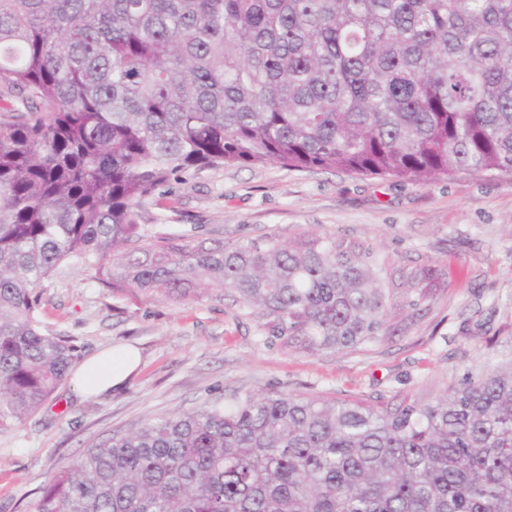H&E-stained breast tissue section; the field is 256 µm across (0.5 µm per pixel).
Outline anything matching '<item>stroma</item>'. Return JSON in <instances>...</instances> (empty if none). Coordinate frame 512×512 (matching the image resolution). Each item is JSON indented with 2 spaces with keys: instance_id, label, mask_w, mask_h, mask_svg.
Here are the masks:
<instances>
[{
  "instance_id": "35a3bbf8",
  "label": "stroma",
  "mask_w": 512,
  "mask_h": 512,
  "mask_svg": "<svg viewBox=\"0 0 512 512\" xmlns=\"http://www.w3.org/2000/svg\"><path fill=\"white\" fill-rule=\"evenodd\" d=\"M143 221L199 240L320 232L370 245L399 299L393 330L356 351L294 350L261 340L221 290L190 303L115 296L91 272L68 270L43 285L44 325L71 337L79 360L130 346L140 365L107 395L64 384L35 415L0 431V512H33L59 467L146 416L248 393L432 399L466 376L512 365V176L413 183L227 166L172 180ZM423 268L434 271L432 291L407 307L401 298Z\"/></svg>"
}]
</instances>
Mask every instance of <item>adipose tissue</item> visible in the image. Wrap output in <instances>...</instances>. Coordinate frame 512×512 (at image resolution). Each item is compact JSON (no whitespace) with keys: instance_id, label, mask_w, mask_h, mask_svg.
<instances>
[{"instance_id":"ef3b65f1","label":"adipose tissue","mask_w":512,"mask_h":512,"mask_svg":"<svg viewBox=\"0 0 512 512\" xmlns=\"http://www.w3.org/2000/svg\"><path fill=\"white\" fill-rule=\"evenodd\" d=\"M137 361L138 354L133 349L108 350L86 361L76 371L74 382L84 394L109 393L122 388Z\"/></svg>"}]
</instances>
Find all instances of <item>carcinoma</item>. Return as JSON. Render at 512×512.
Returning a JSON list of instances; mask_svg holds the SVG:
<instances>
[{
	"label": "carcinoma",
	"mask_w": 512,
	"mask_h": 512,
	"mask_svg": "<svg viewBox=\"0 0 512 512\" xmlns=\"http://www.w3.org/2000/svg\"><path fill=\"white\" fill-rule=\"evenodd\" d=\"M0 428L69 378L38 288H218L266 339L389 333L373 250L197 241L140 210L181 173L277 163L424 182L512 175V0H0ZM35 512H512V366L430 401L238 397L144 418Z\"/></svg>",
	"instance_id": "carcinoma-1"
}]
</instances>
